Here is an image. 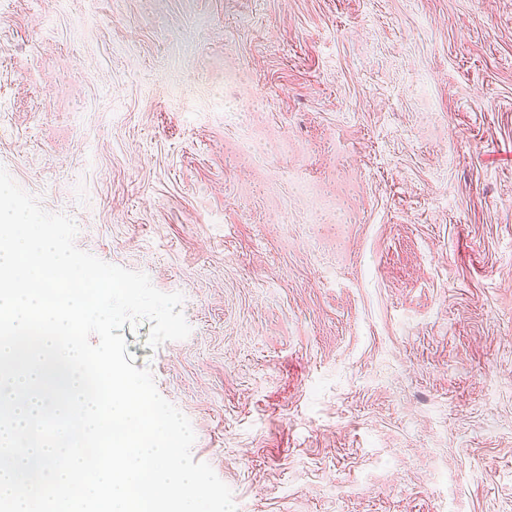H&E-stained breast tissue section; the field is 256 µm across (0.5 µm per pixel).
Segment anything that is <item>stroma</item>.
Masks as SVG:
<instances>
[{
	"label": "stroma",
	"mask_w": 512,
	"mask_h": 512,
	"mask_svg": "<svg viewBox=\"0 0 512 512\" xmlns=\"http://www.w3.org/2000/svg\"><path fill=\"white\" fill-rule=\"evenodd\" d=\"M0 167L238 512H512V0H0Z\"/></svg>",
	"instance_id": "35a3bbf8"
}]
</instances>
